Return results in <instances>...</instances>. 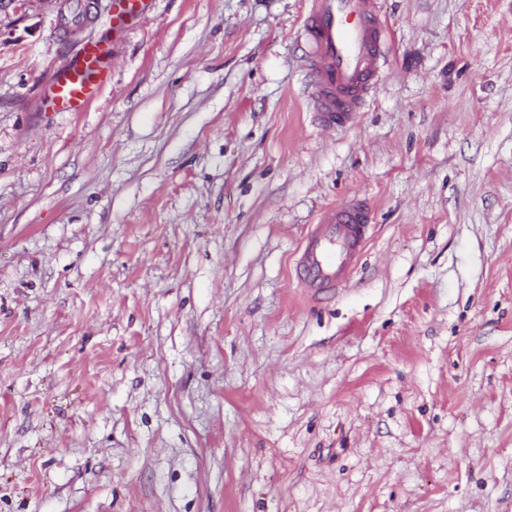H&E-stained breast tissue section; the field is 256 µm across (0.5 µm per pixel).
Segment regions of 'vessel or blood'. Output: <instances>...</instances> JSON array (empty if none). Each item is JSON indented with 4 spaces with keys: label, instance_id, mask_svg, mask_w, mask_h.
Segmentation results:
<instances>
[{
    "label": "vessel or blood",
    "instance_id": "b4317fda",
    "mask_svg": "<svg viewBox=\"0 0 512 512\" xmlns=\"http://www.w3.org/2000/svg\"><path fill=\"white\" fill-rule=\"evenodd\" d=\"M148 0H113L112 26L141 17ZM308 70V104L317 126H349L375 92L385 62L387 32L379 0H308L302 25ZM112 73V48L86 42L59 67L44 90L50 112H84ZM370 232V211L355 198L320 216L302 243L295 264L300 287L318 292L345 283Z\"/></svg>",
    "mask_w": 512,
    "mask_h": 512
}]
</instances>
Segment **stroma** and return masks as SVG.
<instances>
[{"label": "stroma", "instance_id": "1", "mask_svg": "<svg viewBox=\"0 0 512 512\" xmlns=\"http://www.w3.org/2000/svg\"><path fill=\"white\" fill-rule=\"evenodd\" d=\"M306 2L150 0L85 112L39 92L102 22L0 5V512H512V0H381L333 132ZM370 226V211L362 199L325 210L305 236L296 260L300 287L319 292L345 283L365 246Z\"/></svg>", "mask_w": 512, "mask_h": 512}]
</instances>
